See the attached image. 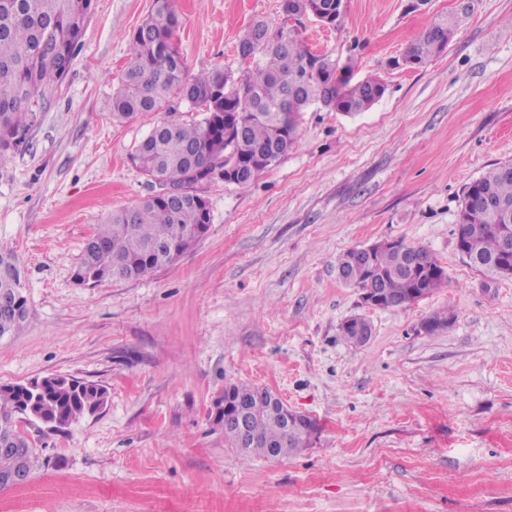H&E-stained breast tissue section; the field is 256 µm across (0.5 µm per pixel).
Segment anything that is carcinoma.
<instances>
[{
    "label": "carcinoma",
    "instance_id": "1",
    "mask_svg": "<svg viewBox=\"0 0 512 512\" xmlns=\"http://www.w3.org/2000/svg\"><path fill=\"white\" fill-rule=\"evenodd\" d=\"M93 0H0V166L18 149L33 121V105L68 74L84 34ZM343 0H288V14H303L334 27ZM463 15L440 20L409 44L403 65L423 68L444 51ZM176 17L171 0H154L148 17L131 38V61L112 96V118L163 112L173 93L181 94L200 118L164 120L135 146L130 156L143 175H154L158 188L137 203L113 211L84 247L75 270L78 282L142 279L188 252L207 233L211 211L195 185L223 181L253 182L284 156L299 136L298 117L315 104L357 115L383 97L377 78L352 82L351 64L343 66L305 47L296 29L253 22L240 37L249 62L241 76L213 70L187 79L186 65L172 41ZM498 224L512 225V161L497 163L463 188L457 225V250L470 265L502 277L505 253ZM337 267L343 281L364 293H379L378 308H400L432 295L447 281L440 261L426 248L397 241L370 252L356 246L341 254ZM27 315L20 273L14 257L0 253V337L16 334ZM232 399L220 415L224 438L241 448L250 440L279 458L309 447L317 421L289 423L269 389L245 382L225 386ZM106 390L94 383L48 376L28 385H0V477L31 472L36 449L19 427L34 413L63 429L95 412Z\"/></svg>",
    "mask_w": 512,
    "mask_h": 512
}]
</instances>
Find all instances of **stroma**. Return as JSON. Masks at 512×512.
<instances>
[{"label":"stroma","mask_w":512,"mask_h":512,"mask_svg":"<svg viewBox=\"0 0 512 512\" xmlns=\"http://www.w3.org/2000/svg\"><path fill=\"white\" fill-rule=\"evenodd\" d=\"M345 0L333 27L303 19L312 51L376 77L355 116L313 106L294 149L253 183H202L207 234L141 280L74 276L112 210L153 188L131 164L167 112L116 120L112 95L152 0H95L63 82L0 166V252L21 275L27 316L0 338V385L49 375L93 382L104 405L63 430L21 428L39 462L0 489V512H512V278L456 247L464 186L512 160V0ZM473 8L426 67L400 65L440 18ZM188 76L243 74L256 19L280 0H173ZM398 239L433 253L448 280L396 309H365L338 276L346 250ZM443 313L444 328L420 332ZM366 315L357 348L342 323ZM267 387L315 418L308 448L268 460L224 441V388Z\"/></svg>","instance_id":"1"}]
</instances>
